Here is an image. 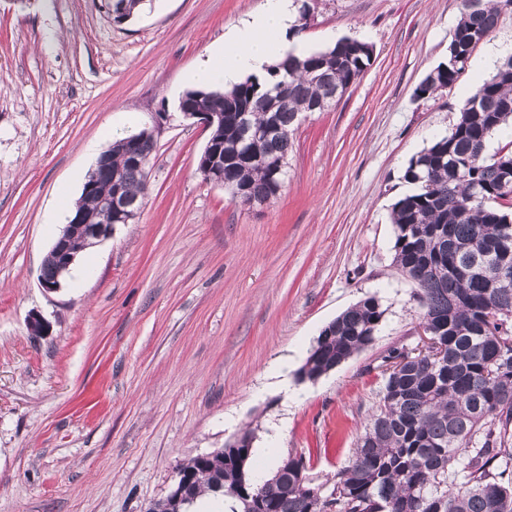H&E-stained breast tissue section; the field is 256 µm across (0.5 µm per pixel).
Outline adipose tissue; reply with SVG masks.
<instances>
[{"mask_svg":"<svg viewBox=\"0 0 512 512\" xmlns=\"http://www.w3.org/2000/svg\"><path fill=\"white\" fill-rule=\"evenodd\" d=\"M296 19L294 0H266L262 11L230 28L223 44L187 73V82L201 87L216 83L229 87L245 74L266 80L269 65L282 62L290 54H303L301 47L291 46L288 39Z\"/></svg>","mask_w":512,"mask_h":512,"instance_id":"obj_1","label":"adipose tissue"}]
</instances>
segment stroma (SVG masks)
Instances as JSON below:
<instances>
[{
  "mask_svg": "<svg viewBox=\"0 0 512 512\" xmlns=\"http://www.w3.org/2000/svg\"><path fill=\"white\" fill-rule=\"evenodd\" d=\"M265 3L144 0L116 24L102 0H0V512H148L180 464L247 431L249 472L290 455L332 479L379 400L384 353L421 343L392 207L414 190L410 159L492 77L481 61L512 41V12L420 98L461 0H311L308 52L350 38L373 57L304 115L280 195L245 208L198 174L209 132L179 103L186 72ZM143 129L140 215L45 291L61 196H80L113 131ZM369 296L384 312L373 345L301 379L321 330Z\"/></svg>",
  "mask_w": 512,
  "mask_h": 512,
  "instance_id": "obj_1",
  "label": "stroma"
}]
</instances>
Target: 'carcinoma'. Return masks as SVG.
Instances as JSON below:
<instances>
[{
	"label": "carcinoma",
	"mask_w": 512,
	"mask_h": 512,
	"mask_svg": "<svg viewBox=\"0 0 512 512\" xmlns=\"http://www.w3.org/2000/svg\"><path fill=\"white\" fill-rule=\"evenodd\" d=\"M141 0H106L103 8L130 17ZM512 0H463L447 62L417 87L430 97L452 85L474 50L495 30ZM373 48L342 39L302 59L290 56L270 69V83L254 78L228 91L191 90L184 106L203 95L202 108L224 114L217 132L230 199L270 200L274 171L287 161L300 115L329 105L370 64ZM512 122V58L467 99L448 135L413 157L404 180L416 190L392 207L394 263L418 286V318L429 320L441 357L392 348L384 362L397 365L383 381L348 465L329 489L317 485L300 457L263 498V512H512V258L499 267L498 248L512 239V149L486 157L489 138ZM271 129L269 134L255 135ZM153 135L139 131L115 141L105 164L86 181L75 212L99 211L118 189L143 206ZM137 151L140 162L132 161ZM384 310L367 297L348 307L318 336L304 373L312 380L369 347ZM249 448H232L208 465L193 457L180 469L194 477L185 510L207 492L245 496L257 483L245 471Z\"/></svg>",
	"instance_id": "cac0c4a2"
}]
</instances>
